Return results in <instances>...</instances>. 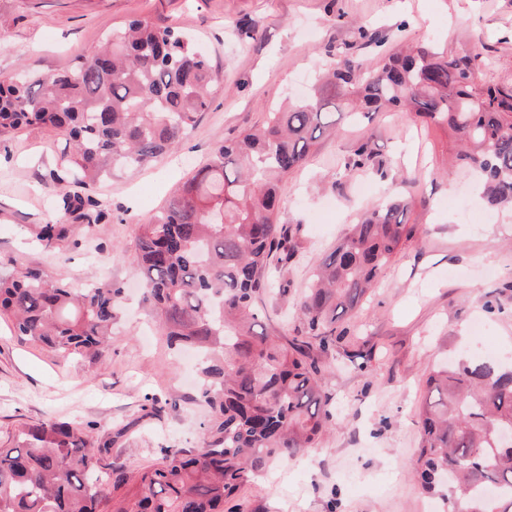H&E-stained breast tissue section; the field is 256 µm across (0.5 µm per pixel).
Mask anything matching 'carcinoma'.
Wrapping results in <instances>:
<instances>
[{"label":"carcinoma","mask_w":512,"mask_h":512,"mask_svg":"<svg viewBox=\"0 0 512 512\" xmlns=\"http://www.w3.org/2000/svg\"><path fill=\"white\" fill-rule=\"evenodd\" d=\"M66 68L0 78V139L31 127L68 146L49 172L63 187L54 215L34 225L50 255L80 245L110 221L85 186L174 152L219 87L210 59L176 26L134 19ZM324 77L265 125L217 145L212 159L140 225L142 299L170 347L201 353L195 401L208 409L201 443L163 448L129 471L109 462L112 439L47 418L0 444V512H224V500L272 465L295 460L330 421L322 355L413 233L414 204L398 195L367 210L319 265L299 302L300 335L255 331L256 299L271 292V263L296 261L300 242L281 221V184L307 161L332 113L396 109L448 129L463 167L489 201L512 204V86L476 79L485 59L447 58L430 46L391 47L374 58L328 53ZM368 141L340 169L381 170ZM124 289L76 288L40 268L0 271V320L21 339L65 359L97 364L111 350ZM418 412L414 477L445 490L446 512H512V367L491 359L433 368ZM497 495L487 499L484 491Z\"/></svg>","instance_id":"obj_1"}]
</instances>
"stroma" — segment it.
Here are the masks:
<instances>
[{"mask_svg": "<svg viewBox=\"0 0 512 512\" xmlns=\"http://www.w3.org/2000/svg\"><path fill=\"white\" fill-rule=\"evenodd\" d=\"M133 18L192 35L221 85L176 153L97 187L112 209L111 223L95 230L108 260L81 247L52 257L30 241V226L48 211L44 180L64 140L32 128L0 143V263L129 293L112 353L92 368L60 362L0 326V442L25 423L77 421L111 439L113 463L138 470L158 462L162 449L197 447L208 418L194 402L196 369L167 350L139 300V225L221 141L293 98L327 50L376 54L354 21L391 45L423 42L451 58L482 54L491 65L479 80L511 84L512 0H0V76L64 68ZM365 140L385 160L384 174L338 177ZM410 174L415 184H406ZM407 189L415 196L406 216L414 232L361 307L344 317L351 357L326 360L333 425L288 467L226 501V512H440L438 495L413 476L427 369L445 359L512 360V209L487 201L447 130L393 110L341 120L321 137L282 188V221L295 225L306 257L290 271L270 269L288 291L264 295L258 306L268 334L295 336L293 311L311 269L365 209Z\"/></svg>", "mask_w": 512, "mask_h": 512, "instance_id": "1", "label": "stroma"}]
</instances>
